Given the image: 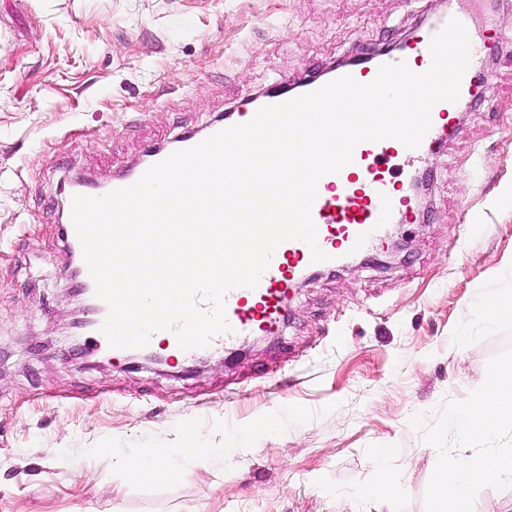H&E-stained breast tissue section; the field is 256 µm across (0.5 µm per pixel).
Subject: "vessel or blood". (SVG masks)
Instances as JSON below:
<instances>
[{
	"instance_id": "vessel-or-blood-1",
	"label": "vessel or blood",
	"mask_w": 512,
	"mask_h": 512,
	"mask_svg": "<svg viewBox=\"0 0 512 512\" xmlns=\"http://www.w3.org/2000/svg\"><path fill=\"white\" fill-rule=\"evenodd\" d=\"M471 46V61L462 78L458 102L442 101L431 110V127L417 148H407L394 138L377 142L365 141L353 152L352 163L338 173L322 176L317 183V197L311 216L317 229V244L327 253L332 263H339L346 255L385 246L386 225L410 224L416 219L412 210L413 184L405 178L400 162H424L425 158L452 137L459 126V105L475 103L483 98L481 77L484 57L497 42L496 33L478 28L469 15L459 14ZM446 24L437 19L399 47L370 50L354 64L338 69V76H352L366 84L373 81L381 65L405 61L417 73L431 65L429 45L434 34ZM197 133L184 132L175 137L172 147L150 149L149 164L168 158L172 151L198 145ZM141 170L128 171L113 181L100 185L86 180L69 186L66 195L100 197L113 190L134 184ZM311 250L299 240H288L276 249L268 268L256 288L238 287L225 297V315L232 331L216 336L208 346L191 350L181 349L175 334L164 331L163 342L181 362L221 352L239 345L253 336L277 335L284 318L285 303L299 271L312 266ZM76 275L87 294L92 297V313L82 328V335L92 337L93 347H107L108 341L101 327L108 314L107 304L94 295L95 283L87 265H79Z\"/></svg>"
}]
</instances>
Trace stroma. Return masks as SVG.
<instances>
[{
    "label": "stroma",
    "mask_w": 512,
    "mask_h": 512,
    "mask_svg": "<svg viewBox=\"0 0 512 512\" xmlns=\"http://www.w3.org/2000/svg\"><path fill=\"white\" fill-rule=\"evenodd\" d=\"M457 5L504 39L420 167L416 222L304 271L279 335L175 366L74 347L63 186L407 38L442 0H0V512H426L437 452L410 417L512 349V318L481 308L512 295V0ZM188 423L215 455L176 458L167 484L128 477ZM380 482L391 496L364 497Z\"/></svg>",
    "instance_id": "1"
}]
</instances>
